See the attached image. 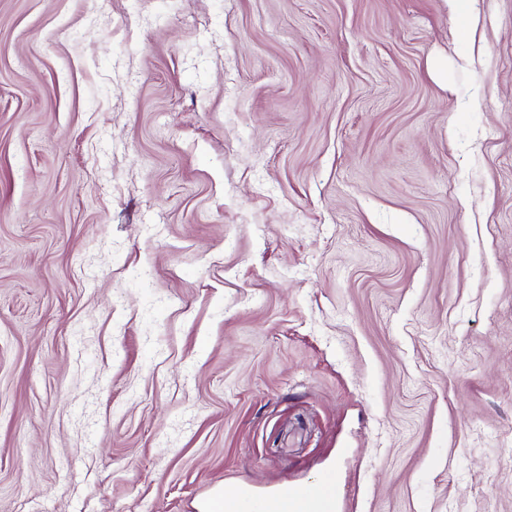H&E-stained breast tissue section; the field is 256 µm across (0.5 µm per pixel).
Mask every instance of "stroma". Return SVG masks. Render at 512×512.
Instances as JSON below:
<instances>
[{"label": "stroma", "instance_id": "35a3bbf8", "mask_svg": "<svg viewBox=\"0 0 512 512\" xmlns=\"http://www.w3.org/2000/svg\"><path fill=\"white\" fill-rule=\"evenodd\" d=\"M512 512V0H0V512ZM323 489L321 497L310 505L299 503L290 499L288 488L272 495H258L242 487H224L223 491L215 492L202 506V512H242L240 509L241 497L249 494L258 495L260 502L253 505V512H335V495L333 490L324 482L317 483ZM315 486L300 487L297 498L312 500L317 498L321 491ZM288 502L291 510H288ZM213 505V506H212ZM212 506V509H211ZM208 509V510H207Z\"/></svg>", "mask_w": 512, "mask_h": 512}]
</instances>
